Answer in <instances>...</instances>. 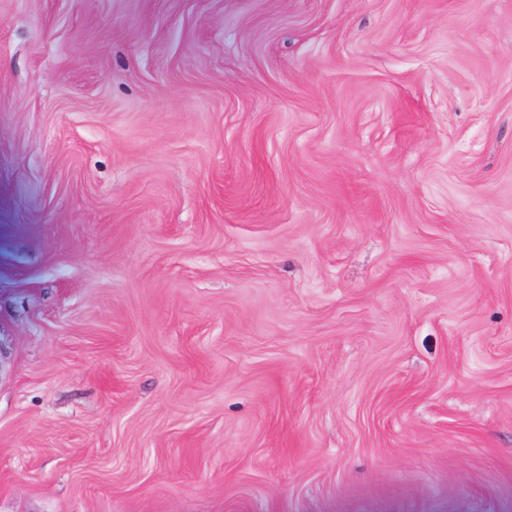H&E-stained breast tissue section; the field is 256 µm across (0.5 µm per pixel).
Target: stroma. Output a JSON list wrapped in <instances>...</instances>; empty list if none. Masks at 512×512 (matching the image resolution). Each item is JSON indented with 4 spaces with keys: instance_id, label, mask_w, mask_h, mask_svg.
Segmentation results:
<instances>
[{
    "instance_id": "35a3bbf8",
    "label": "stroma",
    "mask_w": 512,
    "mask_h": 512,
    "mask_svg": "<svg viewBox=\"0 0 512 512\" xmlns=\"http://www.w3.org/2000/svg\"><path fill=\"white\" fill-rule=\"evenodd\" d=\"M0 512H512V0H0Z\"/></svg>"
}]
</instances>
